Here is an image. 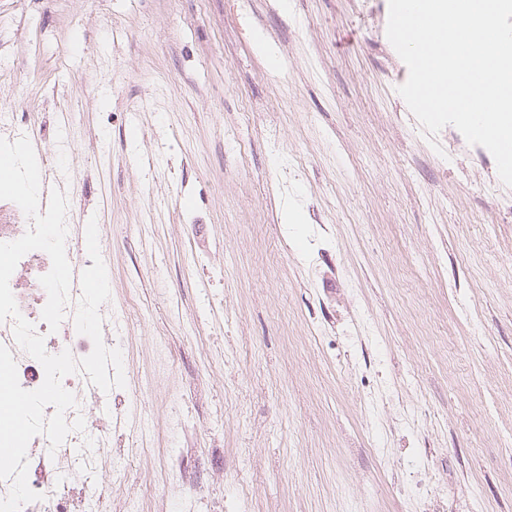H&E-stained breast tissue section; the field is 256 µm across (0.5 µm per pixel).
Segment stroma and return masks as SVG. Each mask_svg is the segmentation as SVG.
I'll return each mask as SVG.
<instances>
[{
  "label": "stroma",
  "mask_w": 512,
  "mask_h": 512,
  "mask_svg": "<svg viewBox=\"0 0 512 512\" xmlns=\"http://www.w3.org/2000/svg\"><path fill=\"white\" fill-rule=\"evenodd\" d=\"M388 13L0 0V109L71 164L131 311L116 502L178 415L206 476L156 485L179 512H415L416 482L430 512H512V187L455 127L429 144Z\"/></svg>",
  "instance_id": "1"
}]
</instances>
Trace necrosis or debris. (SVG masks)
<instances>
[{
    "mask_svg": "<svg viewBox=\"0 0 512 512\" xmlns=\"http://www.w3.org/2000/svg\"><path fill=\"white\" fill-rule=\"evenodd\" d=\"M51 259L41 250L27 253L10 278V289L22 316L34 324L45 337L48 353L70 351L75 358L87 356L93 349L91 339L72 332L77 305L78 286H71L65 308V318L57 332H49L42 319L48 295L39 282L49 272ZM0 345L10 349L17 363L18 380L22 388H39L45 378L42 365L25 353L16 343L12 321L0 323ZM64 387L75 394L78 405L65 413L67 422L83 418L85 428L70 432L57 450H50L45 435L35 436L27 448L28 483L40 493L38 501L25 504L21 512H112L115 485H104L97 479L99 450L109 440L108 419L93 413L92 408L102 398L100 390L92 388L82 374L75 373L63 380Z\"/></svg>",
    "mask_w": 512,
    "mask_h": 512,
    "instance_id": "obj_1",
    "label": "necrosis or debris"
}]
</instances>
